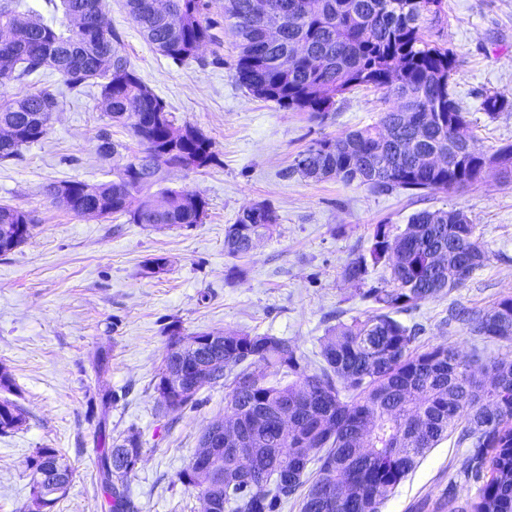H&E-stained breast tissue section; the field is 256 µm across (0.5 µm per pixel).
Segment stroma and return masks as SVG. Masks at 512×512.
I'll use <instances>...</instances> for the list:
<instances>
[{"instance_id": "stroma-1", "label": "stroma", "mask_w": 512, "mask_h": 512, "mask_svg": "<svg viewBox=\"0 0 512 512\" xmlns=\"http://www.w3.org/2000/svg\"><path fill=\"white\" fill-rule=\"evenodd\" d=\"M444 2L441 18H424L422 31L460 61L451 90L478 146L510 144L512 108L491 119L481 102L486 93L512 90V0ZM102 11L175 126H195L213 141L215 164L166 173L167 186L197 192L208 210L200 224L166 229L123 216L70 212L46 195L48 184L112 178L111 162L96 151V133L108 125L100 88L69 91L52 69L9 84L15 95L35 87L54 92L62 106L43 140L23 148L19 160L0 162V204L35 217L31 238L0 256V369L12 377L11 398L26 413L22 426L0 434V512H23L29 503L24 462L39 448L57 449L74 469L53 512H102L95 453L101 427L110 439L132 431L140 436L141 460L129 478L138 512H205L200 495L185 488L178 474L206 428L223 419L224 391L202 393L198 409L163 412L153 389L166 343L163 326L176 324L185 335L226 330L284 337L315 366L326 328L364 316L371 307L356 284L343 280V266L367 249L375 225L400 232L421 209L465 211L488 259L462 286L400 314V321L423 326L420 344L450 345L468 359L485 363L512 349L448 319L450 309L486 310L512 296V183L490 171L470 187L411 199L334 178H303L292 171L301 151L374 123L397 107V99L358 90L321 121L288 112L253 98L235 80L237 51L228 27H221L220 43L207 46L200 60L181 64L146 41L125 0H103ZM261 201L279 215L274 233L257 241L247 257H227L226 228ZM155 257L167 259L166 271L144 276V263ZM234 266L242 277L229 276ZM100 350L110 354L101 376L92 364ZM106 387L122 398L104 409L99 394ZM470 454L449 436L426 454L381 512H439L448 497L474 495L464 474Z\"/></svg>"}]
</instances>
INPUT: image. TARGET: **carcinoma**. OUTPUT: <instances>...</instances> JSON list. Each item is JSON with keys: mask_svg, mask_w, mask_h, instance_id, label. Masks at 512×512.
<instances>
[{"mask_svg": "<svg viewBox=\"0 0 512 512\" xmlns=\"http://www.w3.org/2000/svg\"><path fill=\"white\" fill-rule=\"evenodd\" d=\"M259 0H219L237 39L234 77L253 97L322 119L336 99L362 87L392 94L399 108L377 122L322 139L300 153L293 171L321 181L335 177L373 191L400 190L411 198L468 187L490 160L512 180V144L486 151L450 91L459 60L421 33L425 15L441 17L443 0H271L277 11L263 17ZM213 0H125L143 37L164 56L179 62L199 59L197 46L214 43ZM100 12L101 0H0V31L19 43L0 51V86L58 71L78 91L90 81L101 87V110L109 123L99 128L97 153L119 159L112 180L89 184L72 180L73 194L60 197L58 183L48 195L69 211L87 217L125 215L133 224L189 228L203 222L208 202L186 189L164 186L168 168L197 170L215 160L213 144L197 128L174 127L165 103L143 83L125 53L121 36L106 27L91 37L74 16ZM280 28L265 34L266 22ZM62 101L48 90L25 95L0 93V162L17 160L22 148L42 140ZM512 107L503 92L485 96L491 118ZM128 124L143 147L127 155L112 139V124ZM448 155L451 171L434 170L427 158ZM256 216L237 217L224 234V253L240 259L250 241L270 235L278 214L262 201ZM34 217L0 204V256L31 236ZM371 260L389 264L386 285L363 291L375 304L364 318L337 321L326 330L321 360L310 370L298 347L277 336L209 331L183 335L169 325L168 341L154 382L161 407L169 413L195 409L206 388L224 389L232 413L224 435L238 434L206 468L188 464L178 475L184 486L211 503V512H282L290 501L299 512H379L399 484L430 449L461 430L459 443L474 448L465 467L477 486L461 505L448 498V512H512V355L479 367L451 346H417L421 328L396 315L462 286L487 259L475 225L458 209H423L404 231L392 235L375 225ZM468 263L467 275L457 274ZM364 256L350 259L342 277L363 283ZM459 319L482 339L512 343V297L488 310L464 311ZM213 343L195 346L199 338ZM208 365L191 394L169 383L173 374ZM274 369L279 379H267ZM288 408V426L280 412ZM24 421L23 409L0 400V433ZM250 456L251 470L238 474L237 454ZM102 512H136L128 479L142 454L133 432L96 449ZM47 480L71 482L72 471L55 448H38L25 460ZM314 463L316 468L308 470Z\"/></svg>", "mask_w": 512, "mask_h": 512, "instance_id": "cac0c4a2", "label": "carcinoma"}]
</instances>
